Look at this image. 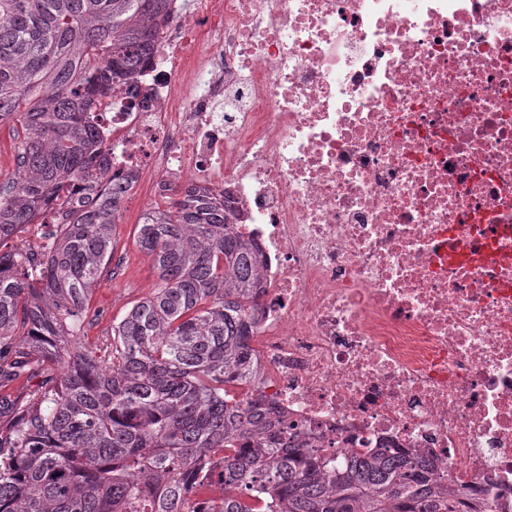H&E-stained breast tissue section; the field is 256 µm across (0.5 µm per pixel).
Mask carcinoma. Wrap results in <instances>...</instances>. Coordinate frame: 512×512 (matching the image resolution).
Masks as SVG:
<instances>
[{"label": "carcinoma", "instance_id": "obj_1", "mask_svg": "<svg viewBox=\"0 0 512 512\" xmlns=\"http://www.w3.org/2000/svg\"><path fill=\"white\" fill-rule=\"evenodd\" d=\"M170 0H0V241L107 159L94 112L140 76ZM120 203L81 209L46 261L0 252V389L57 366L0 419V512H475L420 457H343L299 441L254 396L262 264L197 186L147 210L136 244L158 277L113 320L108 359L83 342L112 264ZM0 138V180L13 175L17 170L15 145L17 132L10 125L2 126Z\"/></svg>", "mask_w": 512, "mask_h": 512}]
</instances>
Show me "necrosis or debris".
<instances>
[{
  "instance_id": "4bbe7bcc",
  "label": "necrosis or debris",
  "mask_w": 512,
  "mask_h": 512,
  "mask_svg": "<svg viewBox=\"0 0 512 512\" xmlns=\"http://www.w3.org/2000/svg\"><path fill=\"white\" fill-rule=\"evenodd\" d=\"M80 205L206 186L260 248L255 394L512 512V0H192L102 100Z\"/></svg>"
}]
</instances>
